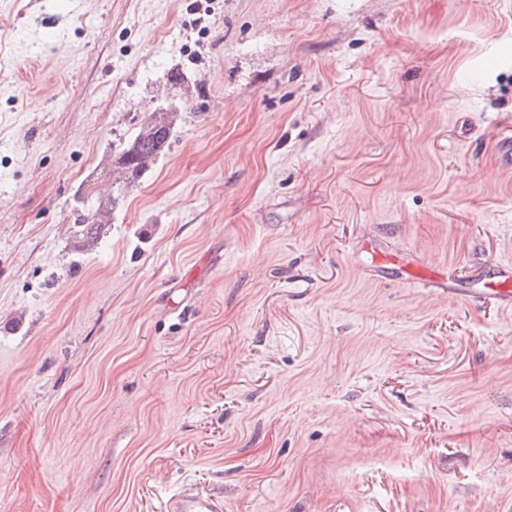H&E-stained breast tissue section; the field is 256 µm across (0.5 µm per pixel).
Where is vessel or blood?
Instances as JSON below:
<instances>
[{"label":"vessel or blood","instance_id":"vessel-or-blood-1","mask_svg":"<svg viewBox=\"0 0 512 512\" xmlns=\"http://www.w3.org/2000/svg\"><path fill=\"white\" fill-rule=\"evenodd\" d=\"M360 251L364 253L369 269L377 276L392 274L405 282L427 281L458 301L475 298L503 308L512 306V263L494 266L489 273H479L482 287L460 289L449 283L447 274L429 270L410 256L386 251L379 241L365 242ZM167 512H224V502L212 494L183 491L169 499Z\"/></svg>","mask_w":512,"mask_h":512}]
</instances>
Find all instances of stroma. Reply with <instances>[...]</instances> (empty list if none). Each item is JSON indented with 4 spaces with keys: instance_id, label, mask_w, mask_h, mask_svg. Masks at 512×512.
Returning a JSON list of instances; mask_svg holds the SVG:
<instances>
[{
    "instance_id": "obj_1",
    "label": "stroma",
    "mask_w": 512,
    "mask_h": 512,
    "mask_svg": "<svg viewBox=\"0 0 512 512\" xmlns=\"http://www.w3.org/2000/svg\"><path fill=\"white\" fill-rule=\"evenodd\" d=\"M180 65L168 155L78 214ZM512 0H0V512H512ZM359 253H364L367 267L379 277L387 274L395 276L404 282H431L448 293V297L456 301L467 298H478L481 302L493 303L499 307L512 306V262L507 265H496L492 272H479L477 280L483 283V288H455L449 283L448 275L437 273L426 268L416 259L386 251L378 240L365 242ZM167 512H223L224 502L213 494L182 491L167 503Z\"/></svg>"
}]
</instances>
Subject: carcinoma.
<instances>
[{
  "instance_id": "1",
  "label": "carcinoma",
  "mask_w": 512,
  "mask_h": 512,
  "mask_svg": "<svg viewBox=\"0 0 512 512\" xmlns=\"http://www.w3.org/2000/svg\"><path fill=\"white\" fill-rule=\"evenodd\" d=\"M179 113L160 112L153 108L148 118L140 125L135 135L112 154L109 172L115 177L117 191L132 186L144 173L163 158L169 151L175 135ZM120 196H114L97 203L95 209L79 218L88 234L102 224L112 220Z\"/></svg>"
}]
</instances>
